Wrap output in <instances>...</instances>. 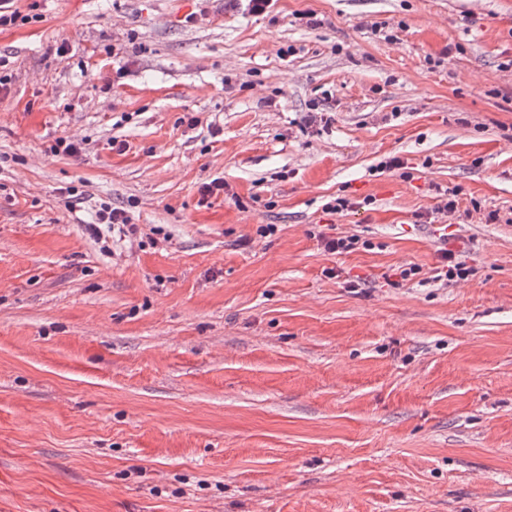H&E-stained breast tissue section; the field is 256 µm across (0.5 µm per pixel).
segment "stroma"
<instances>
[{
    "mask_svg": "<svg viewBox=\"0 0 512 512\" xmlns=\"http://www.w3.org/2000/svg\"><path fill=\"white\" fill-rule=\"evenodd\" d=\"M11 6L0 512H512V0ZM112 225V232L115 231L117 226L118 232L124 237L136 236L139 232L137 224H132L130 216L122 209L112 208L111 205H101L98 212L97 224H89L86 230L97 239H101L100 225ZM466 257L452 249H442L440 262L436 266L433 280L435 282H448L456 279H467L473 269L467 265Z\"/></svg>",
    "mask_w": 512,
    "mask_h": 512,
    "instance_id": "1",
    "label": "stroma"
}]
</instances>
